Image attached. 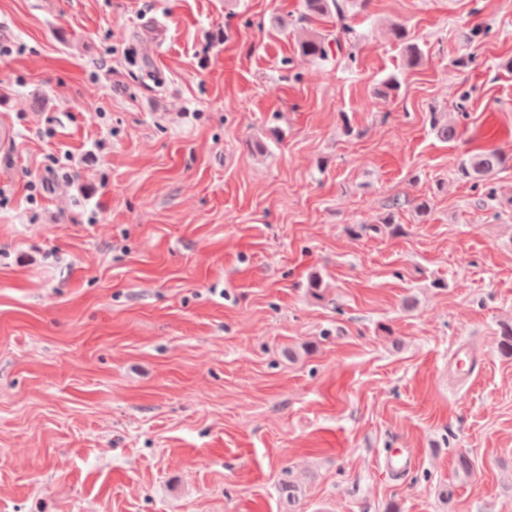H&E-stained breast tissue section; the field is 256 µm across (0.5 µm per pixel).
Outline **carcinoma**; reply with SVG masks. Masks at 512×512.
Segmentation results:
<instances>
[{
	"mask_svg": "<svg viewBox=\"0 0 512 512\" xmlns=\"http://www.w3.org/2000/svg\"><path fill=\"white\" fill-rule=\"evenodd\" d=\"M359 4L360 7H366L367 0H304V12L301 20L309 21L314 17L336 14L338 27L336 32L323 34L316 30L308 32L306 37L300 42V51L303 56L313 60L326 61L329 59L332 51L338 52L344 50L348 57H353V45L349 38L351 27L346 20L348 19V10L350 2ZM394 39L402 44L406 53V65L415 66L420 62L421 51L418 45L407 41L408 32L402 24L396 23L392 27ZM431 129L436 136L444 141L453 140L457 136L455 127L441 122L440 113H431ZM502 165L501 155L494 151H484L475 154L460 162L458 174L469 180L485 181L491 179L498 168ZM499 350L502 356L512 357V323L501 325L499 333Z\"/></svg>",
	"mask_w": 512,
	"mask_h": 512,
	"instance_id": "1",
	"label": "carcinoma"
}]
</instances>
